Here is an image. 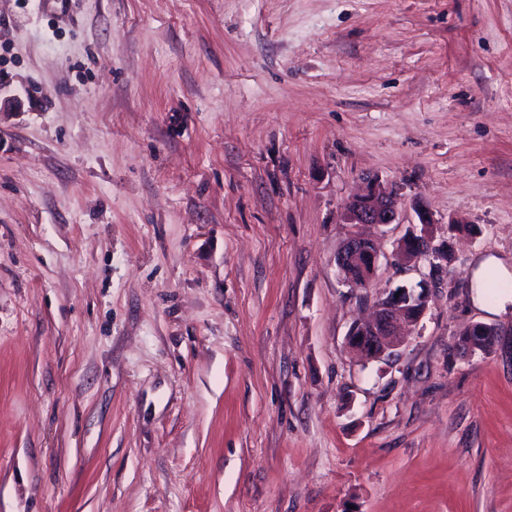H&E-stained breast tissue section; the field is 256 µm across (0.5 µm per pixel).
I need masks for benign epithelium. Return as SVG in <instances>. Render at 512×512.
<instances>
[{
  "mask_svg": "<svg viewBox=\"0 0 512 512\" xmlns=\"http://www.w3.org/2000/svg\"><path fill=\"white\" fill-rule=\"evenodd\" d=\"M400 194L398 190L375 179H368L363 193L354 196L346 205L345 223L389 226L400 223ZM419 223L413 225L395 243L392 252L394 265L403 272L425 266L414 287L400 285L383 291L374 304L368 321L352 326L346 342L357 355L368 360L380 359L399 346L403 337L400 325L420 323L429 308L430 296L438 288L448 287V265L452 259L449 243L436 242L435 222L420 210ZM380 254L374 240L352 232L336 255V265L344 281L352 288L369 286L378 267Z\"/></svg>",
  "mask_w": 512,
  "mask_h": 512,
  "instance_id": "7a95c632",
  "label": "benign epithelium"
}]
</instances>
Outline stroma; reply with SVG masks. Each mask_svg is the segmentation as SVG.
I'll use <instances>...</instances> for the list:
<instances>
[{
    "instance_id": "35a3bbf8",
    "label": "stroma",
    "mask_w": 512,
    "mask_h": 512,
    "mask_svg": "<svg viewBox=\"0 0 512 512\" xmlns=\"http://www.w3.org/2000/svg\"><path fill=\"white\" fill-rule=\"evenodd\" d=\"M401 192L368 289L343 206ZM448 285L408 339L350 325ZM512 0H0V512H512ZM481 322L489 354L458 340ZM417 215L419 223L397 240L392 258L403 272L420 271L425 265L428 272L421 273L414 287L400 285L383 291L376 298L371 319L349 329L347 345L367 360L380 359L399 346L403 341L400 325L419 324L429 308L431 293L448 285V265L452 261L449 243H436L435 222L422 210ZM398 291L401 294L396 297ZM363 250L367 252L364 259L361 258ZM379 258L374 240L352 232L336 255V265L351 288H368L378 267Z\"/></svg>"
}]
</instances>
